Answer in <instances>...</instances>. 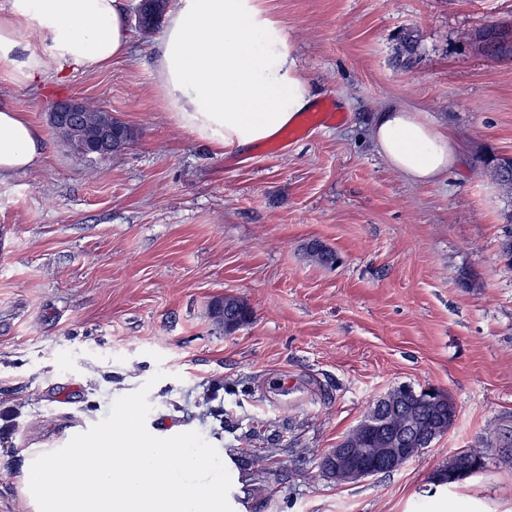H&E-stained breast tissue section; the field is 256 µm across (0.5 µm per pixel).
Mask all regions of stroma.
I'll list each match as a JSON object with an SVG mask.
<instances>
[{
    "instance_id": "1",
    "label": "stroma",
    "mask_w": 512,
    "mask_h": 512,
    "mask_svg": "<svg viewBox=\"0 0 512 512\" xmlns=\"http://www.w3.org/2000/svg\"><path fill=\"white\" fill-rule=\"evenodd\" d=\"M257 6L314 100L345 114L284 153L219 150L182 128L155 80L158 34L136 26L130 56L103 70L0 80V102L48 133L39 167L0 177V512H28V453L63 447L146 383L149 433L213 445L233 512H512V267L499 256L512 195L489 164L512 157V57L472 42L512 28V0ZM403 29L420 37L409 69ZM64 96L106 107L135 141L74 154L49 131ZM394 106L458 141L434 183L398 174L371 140ZM315 242L335 265L311 258ZM227 294L253 310L233 334L208 310ZM404 384L446 391L452 429L392 473L321 477L319 455ZM464 448L486 467L435 483ZM419 35L414 30H406L398 38L397 60L403 68L412 67L418 57Z\"/></svg>"
}]
</instances>
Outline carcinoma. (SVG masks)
Wrapping results in <instances>:
<instances>
[{
  "mask_svg": "<svg viewBox=\"0 0 512 512\" xmlns=\"http://www.w3.org/2000/svg\"><path fill=\"white\" fill-rule=\"evenodd\" d=\"M168 8V0H156L152 4L149 15L141 22L140 29L152 31L157 28ZM478 46L484 51L501 57H512V30L500 26H491L478 34ZM420 45L419 35L414 30H406L398 38L397 60L404 68L412 67L418 57ZM117 146L113 152L117 153L126 148L137 137V132L128 124L115 118L112 120ZM494 177L508 192H512V158L503 157L495 160L493 164ZM211 318L218 324H224V318L233 317L248 324L252 321L253 311L242 298L226 295L213 300L209 307ZM414 393L416 390L410 385H400L389 392L392 402L382 399L374 402L365 414V418L374 420L382 414V410L392 407L396 414L391 428L384 430L375 427L359 429V445L362 448H379L381 440L396 437L402 447L411 448L421 445L435 430L446 433L454 424L456 408L453 400L439 409L427 404H417Z\"/></svg>",
  "mask_w": 512,
  "mask_h": 512,
  "instance_id": "obj_1",
  "label": "carcinoma"
}]
</instances>
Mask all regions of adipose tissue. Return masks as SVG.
<instances>
[{"label":"adipose tissue","instance_id":"adipose-tissue-1","mask_svg":"<svg viewBox=\"0 0 512 512\" xmlns=\"http://www.w3.org/2000/svg\"><path fill=\"white\" fill-rule=\"evenodd\" d=\"M25 33L42 51L24 45ZM130 50L125 0H0L8 80H61L104 69ZM156 54L157 83L176 119L217 148L265 141L310 102L283 31L254 0H175ZM371 135L388 165L416 183L434 182L459 158L451 134L401 107L377 113ZM44 157L42 132L0 104V175L34 169Z\"/></svg>","mask_w":512,"mask_h":512}]
</instances>
